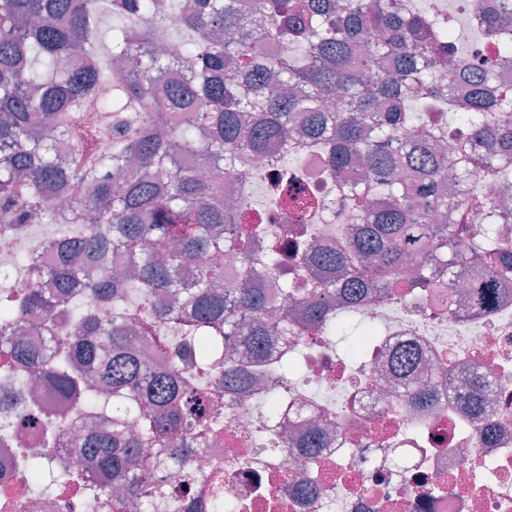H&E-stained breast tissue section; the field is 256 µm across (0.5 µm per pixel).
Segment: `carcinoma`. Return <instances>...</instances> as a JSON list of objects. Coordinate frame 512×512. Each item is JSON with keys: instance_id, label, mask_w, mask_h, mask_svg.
<instances>
[{"instance_id": "obj_1", "label": "carcinoma", "mask_w": 512, "mask_h": 512, "mask_svg": "<svg viewBox=\"0 0 512 512\" xmlns=\"http://www.w3.org/2000/svg\"><path fill=\"white\" fill-rule=\"evenodd\" d=\"M452 23L416 0H0V221L70 228L58 262L43 270L56 292L16 285L0 302V323L42 313L44 334L60 344L47 371L53 394L77 413L140 422L138 434L76 441L84 470L123 489L112 512L163 493L149 471L157 446L183 431H216L224 392H252L270 326L286 333L315 325L336 336L344 328L337 315L376 288L406 298L440 277L451 288L465 273L468 313L495 307L512 254L486 248L467 270L463 253L506 237L512 211L497 197L482 200L492 220L474 237L460 214L473 202L474 168L512 188V85L492 83L494 68L512 58V4L482 11L472 29L483 41L497 36L478 69ZM161 27L181 42V57L158 56ZM73 56L83 62L79 76L65 67ZM117 60L137 71V83L115 76ZM457 80L469 87L462 100L450 92ZM103 83L111 84L106 98L96 93ZM433 109L468 139L427 124ZM270 140L284 159L314 151L336 175L357 161L365 170L345 196L358 224L329 245L309 220L313 199L286 185L272 192V205L303 223L300 264L313 288L286 280L253 288L224 265L228 252L247 266H272L260 230L224 236L221 201L224 175ZM450 167L462 190L452 206L439 188ZM61 187L70 194L62 209L54 204ZM117 254L131 267L86 283L98 306L86 305L71 284ZM193 263L198 275L180 280L178 268ZM143 296L156 300L134 308ZM280 298L301 308L300 320L286 311L270 317ZM147 324L172 329L181 360L210 374L224 341L235 342L205 404L178 373L146 371L131 335L148 340ZM38 354L26 338L0 334V360L35 362ZM417 360L418 350L405 346L395 370L401 395L423 403L439 391L414 384ZM28 384L21 375L0 382V401ZM492 388L479 370L454 395L479 414ZM20 463L34 492L56 481L46 458L24 453Z\"/></svg>"}]
</instances>
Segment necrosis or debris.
Returning a JSON list of instances; mask_svg holds the SVG:
<instances>
[{"mask_svg": "<svg viewBox=\"0 0 512 512\" xmlns=\"http://www.w3.org/2000/svg\"><path fill=\"white\" fill-rule=\"evenodd\" d=\"M280 150L273 142L249 157L247 181L225 177V203L241 200L263 212L266 186L254 174L275 169ZM262 231L280 238L282 257L273 268L255 267L253 286L302 278L291 218L265 220ZM465 289L458 283L439 305L422 295L406 303L373 293L362 314L375 332L352 362L330 351L317 326L270 336L267 363L303 351V371L286 381L267 377L250 396L225 397L223 432L201 443L180 472L168 449H156L152 473L166 495L142 499L134 512H184L194 491L221 499L224 512H512V296L491 314L464 320ZM405 344L418 346L427 377L459 381L478 365L491 372L496 389L482 414L452 400L417 406L397 396L389 368ZM271 390L283 409L264 419L260 408ZM99 426L70 414L50 438L39 409L28 407L12 416L10 433L17 447L48 451L57 465L74 461L73 439ZM313 430L324 442L315 460L280 445ZM108 485L99 474L82 484L63 474L53 494L37 499L25 473L0 458V512H83L86 495Z\"/></svg>", "mask_w": 512, "mask_h": 512, "instance_id": "obj_1", "label": "necrosis or debris"}]
</instances>
